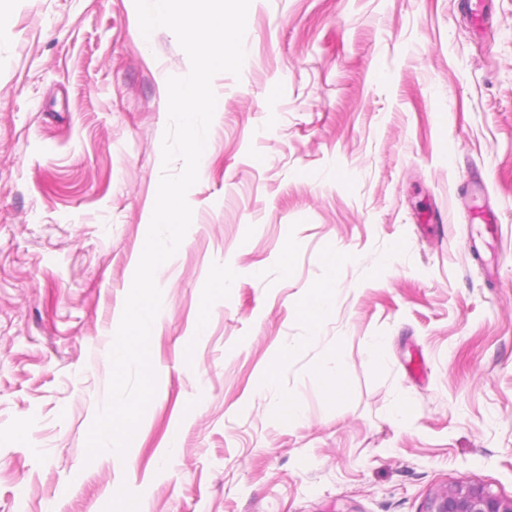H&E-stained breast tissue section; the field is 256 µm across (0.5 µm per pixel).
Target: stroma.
Segmentation results:
<instances>
[{
  "label": "stroma",
  "instance_id": "obj_1",
  "mask_svg": "<svg viewBox=\"0 0 512 512\" xmlns=\"http://www.w3.org/2000/svg\"><path fill=\"white\" fill-rule=\"evenodd\" d=\"M0 10V512H426L454 483L512 497V0H252L158 281L156 393L125 455L91 462L166 169L167 79L190 62L170 30L141 44L134 0ZM327 252L339 292L315 329L297 306Z\"/></svg>",
  "mask_w": 512,
  "mask_h": 512
}]
</instances>
